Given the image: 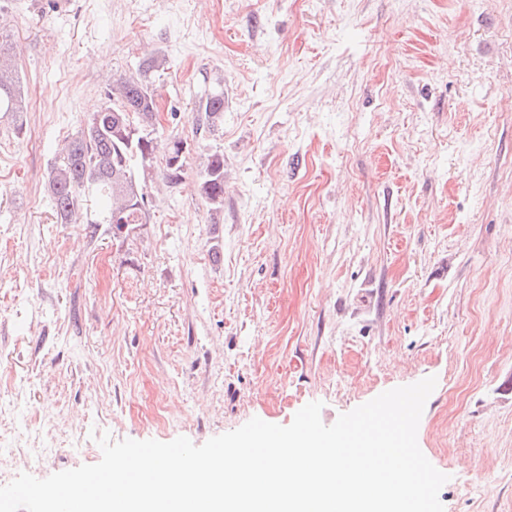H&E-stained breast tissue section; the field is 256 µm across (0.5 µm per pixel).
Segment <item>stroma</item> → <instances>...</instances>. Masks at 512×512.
<instances>
[{"instance_id":"35a3bbf8","label":"stroma","mask_w":512,"mask_h":512,"mask_svg":"<svg viewBox=\"0 0 512 512\" xmlns=\"http://www.w3.org/2000/svg\"><path fill=\"white\" fill-rule=\"evenodd\" d=\"M1 46L32 107L0 120V474L312 401L329 426L433 376L417 441L445 512H512V0H0ZM153 55L182 181L153 160L121 235L57 223L51 162ZM198 107L203 125L214 131L224 121V89H205L199 97ZM199 177L201 190L211 206L218 211L224 204V156L214 153L207 158L202 166Z\"/></svg>"}]
</instances>
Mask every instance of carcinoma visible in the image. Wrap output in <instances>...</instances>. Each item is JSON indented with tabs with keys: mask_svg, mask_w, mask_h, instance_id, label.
I'll list each match as a JSON object with an SVG mask.
<instances>
[{
	"mask_svg": "<svg viewBox=\"0 0 512 512\" xmlns=\"http://www.w3.org/2000/svg\"><path fill=\"white\" fill-rule=\"evenodd\" d=\"M161 66L163 61L150 58L142 66L141 77L112 80L106 102L90 115L83 128L65 140L46 180L58 223H78L80 198L91 191L105 201L102 223L112 225V234L124 227L144 224L145 193L135 176L136 164L146 166L160 151L168 183H176L184 174V142L173 138L161 146L153 137L158 124L157 94L147 75ZM198 107L203 125L210 131L217 129L224 121V89L204 90ZM26 111L15 61L1 48L0 113L10 119L19 134ZM199 177L211 209L220 210L224 204V156L210 155Z\"/></svg>",
	"mask_w": 512,
	"mask_h": 512,
	"instance_id": "carcinoma-1",
	"label": "carcinoma"
}]
</instances>
